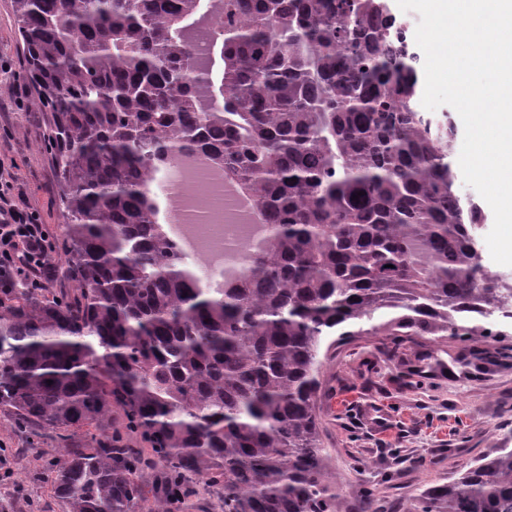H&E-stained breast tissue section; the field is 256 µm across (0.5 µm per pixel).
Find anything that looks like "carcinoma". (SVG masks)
I'll use <instances>...</instances> for the list:
<instances>
[{
    "label": "carcinoma",
    "instance_id": "1",
    "mask_svg": "<svg viewBox=\"0 0 512 512\" xmlns=\"http://www.w3.org/2000/svg\"><path fill=\"white\" fill-rule=\"evenodd\" d=\"M212 2L14 0L77 293L0 291V412L61 431L68 512H173L193 475L221 488L222 512H339L323 346L481 342L512 320V283L474 245L479 209L453 189V129L415 109L382 0ZM205 26L217 81L194 48ZM194 151L269 229L241 285L205 287L155 221L158 160ZM114 406L148 447L108 434ZM83 428L88 444L71 443ZM407 512H512V448Z\"/></svg>",
    "mask_w": 512,
    "mask_h": 512
}]
</instances>
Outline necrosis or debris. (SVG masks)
Segmentation results:
<instances>
[{"mask_svg":"<svg viewBox=\"0 0 512 512\" xmlns=\"http://www.w3.org/2000/svg\"><path fill=\"white\" fill-rule=\"evenodd\" d=\"M165 180L168 204L188 218L179 234L189 242L191 254L204 257L215 276L247 274L246 250L262 240L265 229L251 223L234 198L226 195L223 170L204 180L184 160Z\"/></svg>","mask_w":512,"mask_h":512,"instance_id":"necrosis-or-debris-1","label":"necrosis or debris"}]
</instances>
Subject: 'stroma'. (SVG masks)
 Returning <instances> with one entry per match:
<instances>
[{
  "label": "stroma",
  "instance_id": "1",
  "mask_svg": "<svg viewBox=\"0 0 512 512\" xmlns=\"http://www.w3.org/2000/svg\"><path fill=\"white\" fill-rule=\"evenodd\" d=\"M0 167L62 238L57 182L41 113L15 102L29 92L12 0H0ZM316 410L340 512H364L373 489L385 512H405L419 488L445 482L480 456L512 448V328L478 344L421 336H357L323 358ZM59 433L36 437L0 415V512H68L53 491Z\"/></svg>",
  "mask_w": 512,
  "mask_h": 512
}]
</instances>
